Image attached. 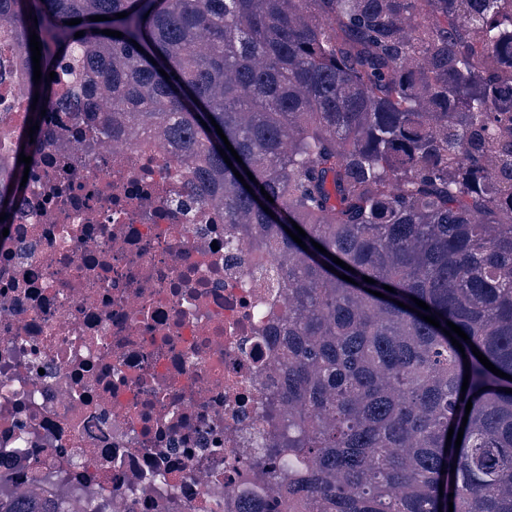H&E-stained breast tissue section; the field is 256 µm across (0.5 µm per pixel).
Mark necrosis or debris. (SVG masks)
<instances>
[{"label":"necrosis or debris","mask_w":512,"mask_h":512,"mask_svg":"<svg viewBox=\"0 0 512 512\" xmlns=\"http://www.w3.org/2000/svg\"><path fill=\"white\" fill-rule=\"evenodd\" d=\"M0 46V154L24 129ZM0 238V486L63 512H241L288 315L218 207L152 135L104 147L57 106Z\"/></svg>","instance_id":"necrosis-or-debris-1"}]
</instances>
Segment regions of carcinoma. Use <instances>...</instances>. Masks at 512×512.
<instances>
[{
	"label": "carcinoma",
	"instance_id": "obj_1",
	"mask_svg": "<svg viewBox=\"0 0 512 512\" xmlns=\"http://www.w3.org/2000/svg\"><path fill=\"white\" fill-rule=\"evenodd\" d=\"M32 31L42 77L83 72L71 106L173 147L193 194L257 259H282L265 283L288 305L284 385L264 417L283 429L244 464L280 476L278 500L244 512H512V381L472 353L512 376V0H0L39 126L16 153L34 158L56 92L34 84ZM24 168L0 162V213ZM0 512L52 510L0 492Z\"/></svg>",
	"mask_w": 512,
	"mask_h": 512
}]
</instances>
